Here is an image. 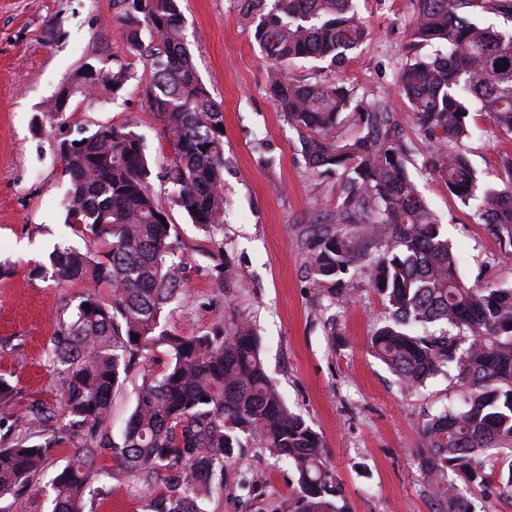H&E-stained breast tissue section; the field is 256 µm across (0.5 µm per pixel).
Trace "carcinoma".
<instances>
[{"mask_svg":"<svg viewBox=\"0 0 512 512\" xmlns=\"http://www.w3.org/2000/svg\"><path fill=\"white\" fill-rule=\"evenodd\" d=\"M254 43L271 61L268 93L296 131L308 167L345 174L334 224L322 227L309 256L312 286L336 297L344 276L373 266L371 287L389 310L370 338L372 354L406 388L455 367L461 403L422 426L421 467L434 482L441 512H471L466 489L491 480L512 500V286L466 283L461 258L423 199L407 162L410 148L382 98H356L338 80L288 74L304 59L334 67L368 41L355 0H240ZM406 60L397 79L429 143L423 166L512 254V155L499 157L502 188L479 190L465 142L474 113L512 135V26L484 25L494 13L512 22V0H415ZM126 52L150 60L147 110L174 147L164 179L171 204L210 232L224 223V112L199 77L185 39L179 0H119ZM148 30L149 42L141 38ZM132 79L129 65L85 63L68 85L89 98L102 86L116 97ZM50 126L69 116L58 98L47 104ZM360 129L342 138L344 121ZM136 125L80 129L58 144L68 184L64 223L97 249L65 243L49 254L51 278L108 285L112 302L83 292L51 339L50 368L68 418L61 436L0 446V499L17 497L43 474L59 439H78L68 463L44 490L51 512H85L114 480L134 489L162 487L152 512H207L224 466L252 440L296 476L289 512H351L327 469L318 433L288 408L252 324L233 318L196 336L167 327V311L184 295L181 261L171 241L168 209L155 193L146 145ZM390 241L375 255L366 246L380 227ZM444 323L448 332L424 331ZM162 348L164 371L142 373L136 403L119 439L104 432L112 392L136 360ZM19 390L0 377V409ZM52 411L29 407V436ZM112 456L110 469L98 459Z\"/></svg>","mask_w":512,"mask_h":512,"instance_id":"1","label":"carcinoma"}]
</instances>
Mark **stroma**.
<instances>
[{"label":"stroma","mask_w":512,"mask_h":512,"mask_svg":"<svg viewBox=\"0 0 512 512\" xmlns=\"http://www.w3.org/2000/svg\"><path fill=\"white\" fill-rule=\"evenodd\" d=\"M369 31L365 46L336 70L295 62L292 76L340 79L358 94L384 98L412 153L409 171L441 220L460 274L473 282L486 272L512 284V254L480 224L473 210L449 194L422 166L427 146L410 117L397 72L405 60L411 0H357ZM185 37L198 73L224 112V224L207 233L171 209L177 255L185 264V298L173 303L168 326L195 336L229 317L250 321L284 399L319 433L324 459L351 512H436L431 482L418 463L421 426L458 404L456 371L442 369L417 389L402 386L369 350V338L388 318L370 287V271L353 277L333 302L312 288L307 254L313 233L336 212L344 177L309 169L296 132L267 92L268 63L244 24L237 0H180ZM117 0H0V374L22 392L0 411V436L28 435L35 401L60 409L49 367L58 318L75 305L78 286L41 273L58 242L88 245L64 222L66 181L57 152L58 130L43 122L47 103L84 63H128L133 73L120 96L101 88L73 95L72 129L132 122L144 138L152 182L168 201L163 175L173 150L146 110L150 70L125 51ZM467 143L480 186H498L499 155L512 154V137L487 120ZM230 262L227 284L216 268ZM262 476V493L242 490L244 474ZM293 492L291 469L276 466L247 444L225 466L223 486L208 512H272Z\"/></svg>","instance_id":"1"}]
</instances>
